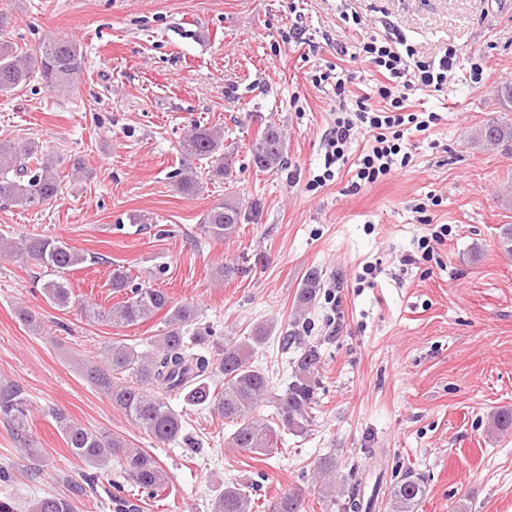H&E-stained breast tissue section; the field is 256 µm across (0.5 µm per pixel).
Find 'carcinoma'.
I'll list each match as a JSON object with an SVG mask.
<instances>
[{
	"label": "carcinoma",
	"mask_w": 512,
	"mask_h": 512,
	"mask_svg": "<svg viewBox=\"0 0 512 512\" xmlns=\"http://www.w3.org/2000/svg\"><path fill=\"white\" fill-rule=\"evenodd\" d=\"M85 63L81 45L73 39L48 37L37 47L22 50L15 43L0 39V92L26 87L40 80L61 93L74 89L76 77ZM476 138L503 150L512 151V123L490 120L475 131ZM184 160L176 173L177 188L184 195H194L199 183L192 163L206 161L212 172L222 175L228 168L223 136L218 131L192 126L180 144ZM254 164L265 171L279 170L287 164L282 132L265 126L252 143ZM61 158L43 153V146L31 138H0V202L24 209L36 208L56 197L62 180L55 174ZM242 203L229 196L212 206L197 231L200 237L224 241L238 230ZM9 249L36 265L51 271L54 278L43 284L46 300L60 310L73 304V293L65 277L72 268L87 262V256L62 241L41 235L24 236L18 241L0 238V250ZM112 292L124 295L109 308L81 303V314L90 321L113 327H128L166 312L165 329L138 351L120 341L101 348L100 353L77 362L83 376L102 391L140 430L161 444L182 438L183 422L169 405L173 395H184L191 405H204L218 416L232 422L234 448L251 454L269 456L278 451L280 430L305 434L312 425V404L319 384L322 356L313 343H304L293 359L291 381L279 393L272 391L269 376L253 365L256 351L269 340L272 327L253 325L246 336L225 338L212 344L213 352L201 354L195 347L207 344L210 334L195 326L197 310L189 303H179L166 292L143 285H133L132 276L122 268L112 269ZM320 273L308 272L295 295L293 324H298L315 305L320 292ZM224 380L216 392L210 382ZM269 401L275 415L269 419L253 415L256 406ZM33 404L26 390L14 381H0V419L8 422L20 445L19 452L34 458L39 449L31 439ZM72 456L90 471L82 474L89 488L107 480V495L112 512H140V506L126 495V485L155 499L169 484L166 471L157 459L141 448H130L121 438L108 432L88 429L64 413L50 412ZM117 464L112 469L111 464ZM336 460L329 456L319 463L323 490L329 504L341 512H373L380 482L366 491V482L358 480L343 489L344 501L336 503ZM423 494L420 481L405 475L390 494L391 512H414ZM27 512H73L71 502L59 495L47 494L28 503ZM212 512H255V501L236 485H226L212 503ZM268 512H302V496L285 491L268 506Z\"/></svg>",
	"instance_id": "carcinoma-1"
}]
</instances>
